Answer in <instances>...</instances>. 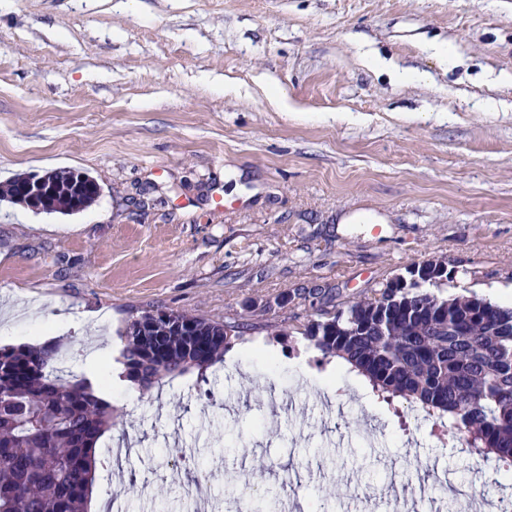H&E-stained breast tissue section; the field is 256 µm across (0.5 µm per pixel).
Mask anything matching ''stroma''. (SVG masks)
Segmentation results:
<instances>
[{
  "label": "stroma",
  "mask_w": 512,
  "mask_h": 512,
  "mask_svg": "<svg viewBox=\"0 0 512 512\" xmlns=\"http://www.w3.org/2000/svg\"><path fill=\"white\" fill-rule=\"evenodd\" d=\"M61 169L98 201H0V346L51 332L80 377L136 312L359 296L434 255L447 294L511 306L512 0H0V185ZM304 344L249 330L210 387L102 386L122 417L91 512H205L258 487L279 512L302 492L314 512L512 496L494 459Z\"/></svg>",
  "instance_id": "stroma-1"
}]
</instances>
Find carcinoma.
I'll return each mask as SVG.
<instances>
[{"label": "carcinoma", "instance_id": "cac0c4a2", "mask_svg": "<svg viewBox=\"0 0 512 512\" xmlns=\"http://www.w3.org/2000/svg\"><path fill=\"white\" fill-rule=\"evenodd\" d=\"M42 182L29 209L73 215L100 197L95 178L78 170L23 173L0 187V201L21 202V186ZM371 294H334L304 316L280 313L254 322L222 320L158 307L132 317L120 334L126 376L147 390L162 378L208 370L247 328L269 336H302L323 357L345 360L377 398H402L435 423L466 435L469 451L493 453L512 471V307L476 296L441 297L425 290L448 280L446 259L432 256ZM60 344L0 347V512H87L100 460L97 443L116 409L90 381L57 375ZM253 512H278L266 491Z\"/></svg>", "mask_w": 512, "mask_h": 512}]
</instances>
